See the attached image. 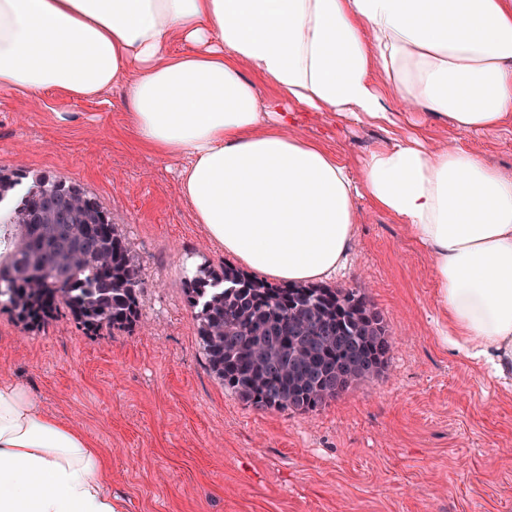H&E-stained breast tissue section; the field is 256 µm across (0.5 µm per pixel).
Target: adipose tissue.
Returning <instances> with one entry per match:
<instances>
[{
    "mask_svg": "<svg viewBox=\"0 0 512 512\" xmlns=\"http://www.w3.org/2000/svg\"><path fill=\"white\" fill-rule=\"evenodd\" d=\"M120 81L136 140L186 157L182 195L226 254L325 280L368 197L428 250L444 344L512 384V179L457 142L398 134L409 116L467 133L512 120V0H0V90L89 99ZM313 111L387 137L351 171L290 134ZM0 512H125L98 449L9 379Z\"/></svg>",
    "mask_w": 512,
    "mask_h": 512,
    "instance_id": "adipose-tissue-1",
    "label": "adipose tissue"
}]
</instances>
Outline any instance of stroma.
I'll return each instance as SVG.
<instances>
[{
  "mask_svg": "<svg viewBox=\"0 0 512 512\" xmlns=\"http://www.w3.org/2000/svg\"><path fill=\"white\" fill-rule=\"evenodd\" d=\"M123 93L120 82L92 99L0 90V168L96 195L143 282L137 325L98 336L64 311L38 330L0 312V378L87 436L127 512H512V386L448 351L429 254L368 198L355 202V243L328 284L365 286L392 336L384 372L305 414L225 390L182 278L230 257L181 194L185 158L135 140ZM293 132L353 171L384 137L335 112L306 113ZM423 136L512 176V124L460 133L442 120Z\"/></svg>",
  "mask_w": 512,
  "mask_h": 512,
  "instance_id": "obj_1",
  "label": "stroma"
}]
</instances>
